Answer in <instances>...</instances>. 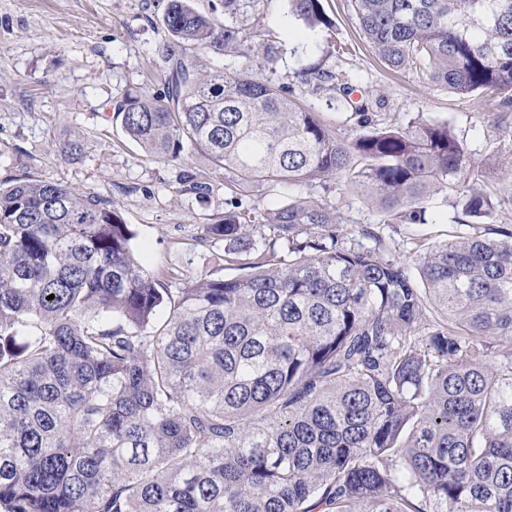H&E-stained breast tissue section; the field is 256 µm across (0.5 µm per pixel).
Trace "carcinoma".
I'll return each instance as SVG.
<instances>
[{"label":"carcinoma","instance_id":"cac0c4a2","mask_svg":"<svg viewBox=\"0 0 512 512\" xmlns=\"http://www.w3.org/2000/svg\"><path fill=\"white\" fill-rule=\"evenodd\" d=\"M218 2L168 0L162 90L111 112L146 156L224 173L197 241L242 273L149 270L106 196L0 178V512H512V229L432 247L419 287L375 231L344 242L322 200L264 211L263 242L243 208L257 183L344 175L389 224L426 223L450 191L477 224L483 163L444 123L378 127L339 72L296 78L351 111L352 141L270 78L201 73L199 53L252 60L265 0ZM288 5L332 30L321 0ZM350 5L390 69L512 106V0ZM180 181L208 200V180Z\"/></svg>","mask_w":512,"mask_h":512}]
</instances>
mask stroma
Here are the masks:
<instances>
[{
	"instance_id": "1",
	"label": "stroma",
	"mask_w": 512,
	"mask_h": 512,
	"mask_svg": "<svg viewBox=\"0 0 512 512\" xmlns=\"http://www.w3.org/2000/svg\"><path fill=\"white\" fill-rule=\"evenodd\" d=\"M166 0H0V177L30 175L79 191H96L130 224L134 250L152 270L181 267L188 276L232 275L224 246L196 243L199 225L224 213V176L199 154L177 161L148 158L112 120L111 100L150 85L160 90L158 48L167 38L162 20ZM336 40L351 52L337 56L324 33L310 29L288 9V0H266L252 37L261 49L276 36L282 53L272 78L290 86L303 107L318 113L342 138L359 136L348 112L326 105L297 81L300 68L322 63L346 72L353 100L378 106L386 121L447 123L475 158L493 165L512 153V111L496 121L495 105L478 96L461 98L427 84L411 71L393 72L373 54L356 25L349 0H323ZM83 144L80 159L63 160L55 145L69 138ZM191 166L212 185L207 202L183 191L179 174ZM498 203L480 224H462L454 198L434 196L424 224H388L379 208L340 177L328 179L313 197L344 216L347 238L361 227L377 226L385 249L416 274L415 260L431 247L477 233L496 237L512 225V176L494 175Z\"/></svg>"
}]
</instances>
